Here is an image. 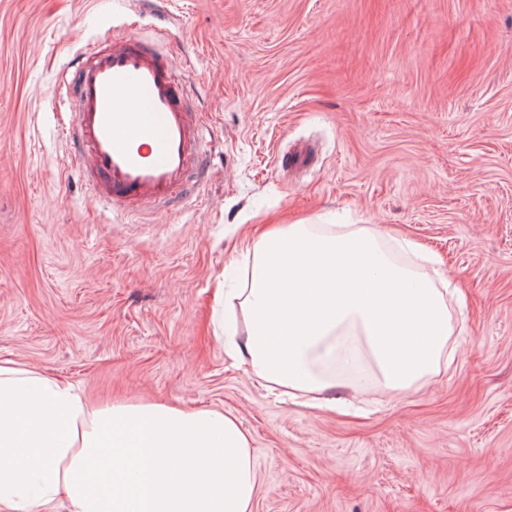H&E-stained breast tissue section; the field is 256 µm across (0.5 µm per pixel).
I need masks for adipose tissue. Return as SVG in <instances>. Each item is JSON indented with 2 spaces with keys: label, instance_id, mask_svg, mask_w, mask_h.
I'll use <instances>...</instances> for the list:
<instances>
[{
  "label": "adipose tissue",
  "instance_id": "adipose-tissue-1",
  "mask_svg": "<svg viewBox=\"0 0 512 512\" xmlns=\"http://www.w3.org/2000/svg\"><path fill=\"white\" fill-rule=\"evenodd\" d=\"M446 289L393 261L360 229L289 224L255 244L235 358L310 400L352 342L388 391L448 363ZM249 440L223 413L134 402L91 410L68 382L0 366V512H251Z\"/></svg>",
  "mask_w": 512,
  "mask_h": 512
}]
</instances>
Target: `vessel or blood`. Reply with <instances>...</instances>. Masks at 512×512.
<instances>
[{"instance_id":"b4317fda","label":"vessel or blood","mask_w":512,"mask_h":512,"mask_svg":"<svg viewBox=\"0 0 512 512\" xmlns=\"http://www.w3.org/2000/svg\"><path fill=\"white\" fill-rule=\"evenodd\" d=\"M71 68L78 97L67 137L94 198L130 210L168 201L202 166L206 144L167 57L129 37L82 52Z\"/></svg>"}]
</instances>
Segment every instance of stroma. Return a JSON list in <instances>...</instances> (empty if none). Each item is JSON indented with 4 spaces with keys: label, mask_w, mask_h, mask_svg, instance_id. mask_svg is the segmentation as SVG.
<instances>
[{
    "label": "stroma",
    "mask_w": 512,
    "mask_h": 512,
    "mask_svg": "<svg viewBox=\"0 0 512 512\" xmlns=\"http://www.w3.org/2000/svg\"><path fill=\"white\" fill-rule=\"evenodd\" d=\"M133 36L207 118L194 193L97 212L68 62ZM346 225L443 272L455 356L423 387L275 397L218 336L258 230ZM0 364L223 412L252 512H512V0H0Z\"/></svg>",
    "instance_id": "obj_1"
}]
</instances>
